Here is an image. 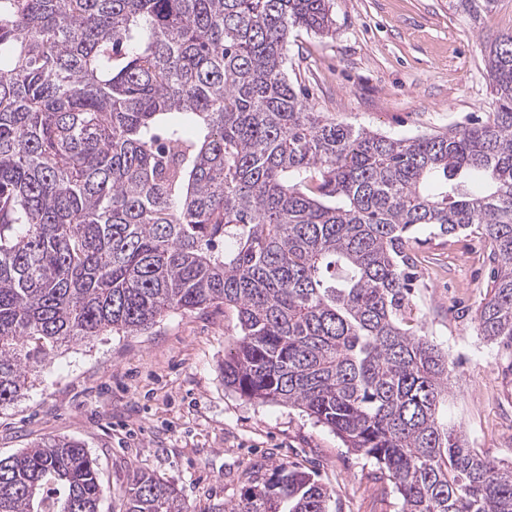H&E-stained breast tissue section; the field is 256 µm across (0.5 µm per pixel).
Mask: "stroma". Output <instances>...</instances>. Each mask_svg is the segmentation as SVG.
<instances>
[{
  "mask_svg": "<svg viewBox=\"0 0 512 512\" xmlns=\"http://www.w3.org/2000/svg\"><path fill=\"white\" fill-rule=\"evenodd\" d=\"M335 33L288 38V77L314 111L394 138L486 121L495 96L486 46L512 32V0L473 18L456 0H333ZM411 315L447 352L457 378L442 412L473 448L512 462V372L479 336L475 312L496 263L475 235L412 234ZM223 308L176 312L138 335L58 348L24 396L0 406V457L41 439L83 442L96 460L100 512H119L130 476L173 483L190 512H227L252 479L293 463L329 487L330 512H400L390 481L298 408L224 386Z\"/></svg>",
  "mask_w": 512,
  "mask_h": 512,
  "instance_id": "obj_1",
  "label": "stroma"
}]
</instances>
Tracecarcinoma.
I'll return each instance as SVG.
<instances>
[{
    "label": "carcinoma",
    "instance_id": "obj_1",
    "mask_svg": "<svg viewBox=\"0 0 512 512\" xmlns=\"http://www.w3.org/2000/svg\"><path fill=\"white\" fill-rule=\"evenodd\" d=\"M331 0H0V406L62 345L224 306V386L300 409L378 465L401 512H512V463L444 420L453 364L409 313L418 226L484 238L478 334L512 368V34L489 120L395 139L316 112L288 36ZM482 174L474 193L465 177ZM77 440L0 466V512H98ZM281 464L231 512H328ZM122 512H188L136 470Z\"/></svg>",
    "mask_w": 512,
    "mask_h": 512
}]
</instances>
